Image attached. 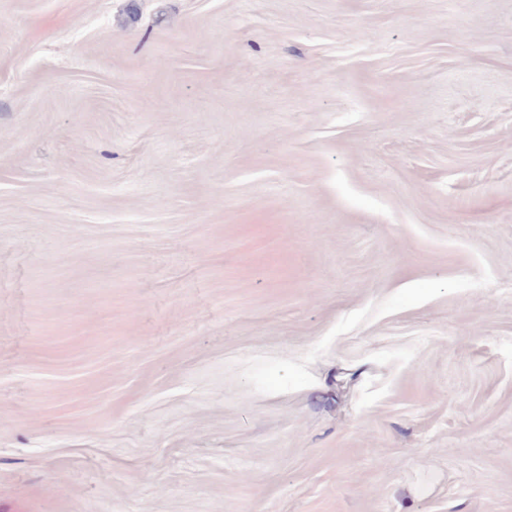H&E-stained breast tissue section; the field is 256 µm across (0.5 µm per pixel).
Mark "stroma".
Wrapping results in <instances>:
<instances>
[{"label": "stroma", "mask_w": 512, "mask_h": 512, "mask_svg": "<svg viewBox=\"0 0 512 512\" xmlns=\"http://www.w3.org/2000/svg\"><path fill=\"white\" fill-rule=\"evenodd\" d=\"M0 512H512V0H0Z\"/></svg>", "instance_id": "35a3bbf8"}]
</instances>
